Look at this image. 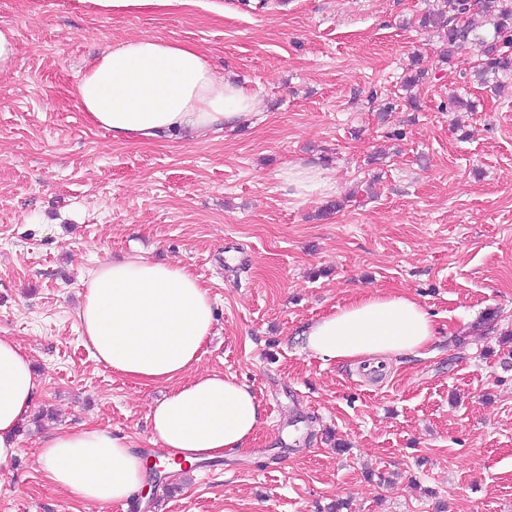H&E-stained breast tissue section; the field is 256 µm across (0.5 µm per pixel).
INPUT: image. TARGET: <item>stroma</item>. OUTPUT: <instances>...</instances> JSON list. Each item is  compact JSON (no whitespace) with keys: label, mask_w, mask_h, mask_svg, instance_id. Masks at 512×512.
I'll list each match as a JSON object with an SVG mask.
<instances>
[{"label":"stroma","mask_w":512,"mask_h":512,"mask_svg":"<svg viewBox=\"0 0 512 512\" xmlns=\"http://www.w3.org/2000/svg\"><path fill=\"white\" fill-rule=\"evenodd\" d=\"M438 0H213L109 15L84 0H0L15 33L0 77V336L42 381L0 469V512H512V83L469 76L418 25ZM202 48L254 89L248 123L132 144L70 94L117 41ZM428 72L416 108L412 59ZM474 104L452 110L451 95ZM331 171L343 207L289 198L288 165ZM115 256L177 262L207 286L201 371L248 382L265 423L248 452L169 471L124 503L78 502L45 481L44 434L80 425L159 456L148 418L164 389L98 363L80 294ZM376 289L412 296L439 336L423 357L325 363L306 325Z\"/></svg>","instance_id":"obj_1"}]
</instances>
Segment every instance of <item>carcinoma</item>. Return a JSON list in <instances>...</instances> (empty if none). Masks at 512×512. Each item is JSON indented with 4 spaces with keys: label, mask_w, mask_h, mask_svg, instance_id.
<instances>
[{
    "label": "carcinoma",
    "mask_w": 512,
    "mask_h": 512,
    "mask_svg": "<svg viewBox=\"0 0 512 512\" xmlns=\"http://www.w3.org/2000/svg\"><path fill=\"white\" fill-rule=\"evenodd\" d=\"M419 26L436 33L443 42L442 58L451 61L454 49L470 43L478 48L472 77L479 84L499 90L503 78L512 77V0H440L423 14ZM425 78L419 69L404 77L406 102L413 107L414 87Z\"/></svg>",
    "instance_id": "cac0c4a2"
}]
</instances>
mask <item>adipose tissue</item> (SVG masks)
<instances>
[{"label":"adipose tissue","instance_id":"ef3b65f1","mask_svg":"<svg viewBox=\"0 0 512 512\" xmlns=\"http://www.w3.org/2000/svg\"><path fill=\"white\" fill-rule=\"evenodd\" d=\"M88 120L117 142L204 134L248 121L258 101L249 87L219 77L197 45L130 37L96 57L72 90ZM290 197L333 193L328 168L302 162L280 174ZM79 318L94 358L142 385L167 392L152 407L155 443L186 461L244 451L263 422L252 387L236 376L197 372L215 327L213 302L197 276L177 263L103 262L87 283ZM438 329L415 299L381 291L336 306L306 326L305 350L325 363L367 355L420 357ZM41 390L28 355L0 337V467L18 455L19 425ZM46 481L85 502L129 500L142 486L140 453L127 437L95 427L55 430L37 442Z\"/></svg>","mask_w":512,"mask_h":512}]
</instances>
